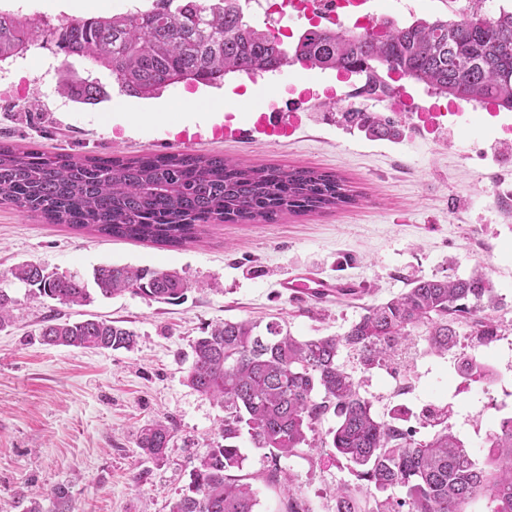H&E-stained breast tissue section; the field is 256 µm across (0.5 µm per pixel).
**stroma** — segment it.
Listing matches in <instances>:
<instances>
[{
  "instance_id": "1",
  "label": "stroma",
  "mask_w": 512,
  "mask_h": 512,
  "mask_svg": "<svg viewBox=\"0 0 512 512\" xmlns=\"http://www.w3.org/2000/svg\"><path fill=\"white\" fill-rule=\"evenodd\" d=\"M372 20L404 26L417 19H459L476 5L512 11V0H373ZM246 20L294 45L308 28L306 18L271 12L259 0L243 7ZM0 12L41 16L50 22L80 14L71 0H0ZM86 75L88 60L61 53L54 43L0 66V142L47 153L133 157L174 152L157 142L155 128L178 132L191 120L187 101L223 119L234 112L248 120L267 100L279 107L307 98L310 120L280 141H206L192 153H221L254 166H308L341 175L356 193L355 204L278 223L210 224L197 242L183 248L104 238L38 214L0 204V289L13 298V319L0 329V512H26L32 496L51 505L45 492L70 487L73 512H169L197 457L220 439L223 410L190 388L185 376L192 341L208 325L224 320L278 321L294 336L343 334L362 313V304L398 295L410 279L467 277L486 267L502 301L501 336L483 352L493 382L465 380L457 353H428L415 337L397 367L363 370L350 351L339 356L361 381V393L381 418L400 412L418 438H430L423 409L445 408L454 434L484 456L495 422L512 415V154L503 155L507 113L490 104L459 105L409 78L388 77L422 105L454 109L452 136L408 117L396 141L371 140L346 126L353 108L391 114L390 99L358 95L360 76L346 83L347 98L323 103L325 89L338 83L334 70L294 64L250 79L227 77L222 87L180 83L157 98L122 92L110 72L95 70L106 98L91 105L58 91L62 71ZM142 120V132L126 141L115 121ZM34 261L48 270L91 279L106 263L175 271L191 285L177 304L131 293L69 306L31 297L12 278L16 265ZM308 271L332 283L356 282L362 300L328 294L323 299L283 293L279 280ZM78 321L112 320L136 334L131 350H88L43 344L38 333L47 316ZM164 421L173 438L161 465L142 458L141 427ZM244 471L259 493L257 512H282L283 495L262 475L263 450L241 438ZM294 487L313 512H335L334 491L355 484L354 468L331 449H302L281 459Z\"/></svg>"
}]
</instances>
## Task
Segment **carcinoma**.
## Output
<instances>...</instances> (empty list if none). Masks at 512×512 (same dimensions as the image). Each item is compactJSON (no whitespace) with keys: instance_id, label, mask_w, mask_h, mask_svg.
<instances>
[{"instance_id":"cac0c4a2","label":"carcinoma","mask_w":512,"mask_h":512,"mask_svg":"<svg viewBox=\"0 0 512 512\" xmlns=\"http://www.w3.org/2000/svg\"><path fill=\"white\" fill-rule=\"evenodd\" d=\"M42 25L40 18L0 12V63L37 46ZM50 35L59 50L108 69L122 90L144 98L179 82L218 85L229 74L278 72L298 62L365 76L360 94L366 97L391 95L377 71L382 66L460 102L512 110V11L503 8L361 32L312 26L291 55L277 36L244 20L241 0H153L144 10L60 20ZM61 90L83 104L103 95L91 71L81 82L62 74ZM347 121L369 138L401 137L400 120L381 112H349ZM355 202L342 177L309 167L251 166L220 154L81 157L0 143V203L103 237L182 247L207 224H274L284 214ZM11 274L38 297L66 305L91 301L78 276L48 273L34 262ZM93 281L104 297L130 292L168 304L189 289L175 272L128 264L99 265ZM497 309L495 285L478 270L467 278L415 279L400 295L365 307L341 335L301 340L278 323L252 320L204 328L191 345L186 381L224 409V443L197 458L170 512H256L257 492L250 476L240 474L244 433L253 447L268 451L271 484L280 483V460L302 448H332L349 461L359 484L336 488V512H469L479 497L494 504L490 512H512V417L489 432L481 462L448 428V412L427 410L423 417L436 431L420 440L399 416H376L360 380L339 364L343 349L366 369L393 364L419 328L437 354L457 348L463 336L489 348L501 331L492 316ZM39 336L50 345L91 350H130L136 343L135 332L97 318L51 317ZM462 370L474 382L490 377L473 354L463 357ZM329 414L336 426L323 433ZM171 438V427L155 422L142 428L137 447L157 464ZM395 487L403 497L372 498L374 490ZM283 492L285 512H311L292 485L283 484ZM47 497L51 512H71L67 485L54 486Z\"/></svg>"}]
</instances>
